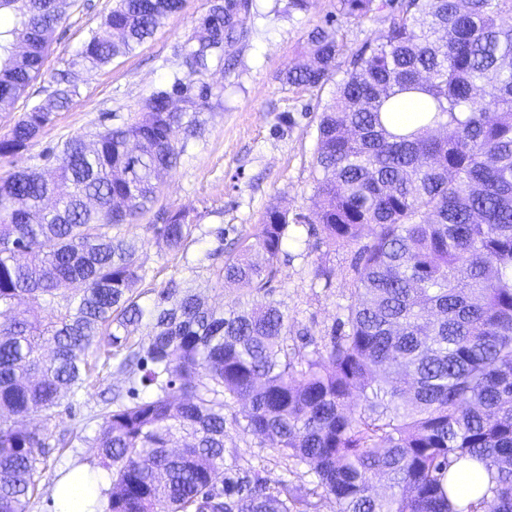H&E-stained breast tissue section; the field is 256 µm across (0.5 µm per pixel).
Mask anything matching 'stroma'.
Segmentation results:
<instances>
[{
    "mask_svg": "<svg viewBox=\"0 0 512 512\" xmlns=\"http://www.w3.org/2000/svg\"><path fill=\"white\" fill-rule=\"evenodd\" d=\"M335 2L310 0L307 12L292 14L288 0H254L253 33L234 70L211 77L223 86L224 97L214 102L202 136L190 143L160 193L161 205L198 216V232L186 247L185 259L175 258L162 242L150 238L143 224L125 229L126 235L145 241L141 259L150 273L147 287L158 289L172 279L192 278L208 306L222 307L241 295V288L210 283L209 270L192 267V260L219 243L247 236L272 203L287 209L294 223L313 222L317 123L333 87L328 84L318 92L291 89L280 84L278 74L303 52L308 32L333 12ZM113 5L114 0H74L48 51L45 76L33 82L13 111L0 112V136L45 97L51 73L63 68L75 49L99 31L102 16ZM207 9L208 0H183L181 11L133 55L116 59L103 70L76 71L78 94L70 108L54 116L29 155L13 163L1 160L0 173L14 164L29 165L31 156L62 147L70 137L98 130L102 113L130 117L139 101L166 80L164 60ZM219 228L224 231L220 239L215 236ZM356 253V246L335 251L305 235L285 247L272 297L287 311L296 330L317 343L328 342L343 316ZM319 266L334 270L330 287L314 283ZM122 382V376H108L79 397L64 400L51 413L36 417L49 456L29 512H52L55 485L72 465L99 464V451L90 441L99 430L102 413L109 409L107 397ZM63 432L72 443L61 449L56 440Z\"/></svg>",
    "mask_w": 512,
    "mask_h": 512,
    "instance_id": "1",
    "label": "stroma"
}]
</instances>
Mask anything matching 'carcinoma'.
Returning <instances> with one entry per match:
<instances>
[{
    "instance_id": "cac0c4a2",
    "label": "carcinoma",
    "mask_w": 512,
    "mask_h": 512,
    "mask_svg": "<svg viewBox=\"0 0 512 512\" xmlns=\"http://www.w3.org/2000/svg\"><path fill=\"white\" fill-rule=\"evenodd\" d=\"M72 2L0 0L1 112L43 75ZM182 5L116 0L104 35L0 136V158L69 106L74 69L133 54ZM336 13L386 27L351 53L317 126L307 234L361 243L321 347L269 299L295 239L279 205L210 268L246 289L222 309L187 280L142 302L141 245L112 233L152 211L200 136L224 94L208 76L246 38L253 0H210L130 121L0 176V512H27L46 457L30 420L91 385L98 350L129 380L93 439L111 472L105 512H318L324 499L335 512H512V0H336ZM342 51L336 29L314 28L280 83L322 89ZM414 93L418 127L395 134ZM193 227L165 207L146 225L175 254ZM229 422L292 466L274 477L243 460L225 447ZM467 459L489 482L461 505L448 475ZM378 478L389 492H373Z\"/></svg>"
}]
</instances>
